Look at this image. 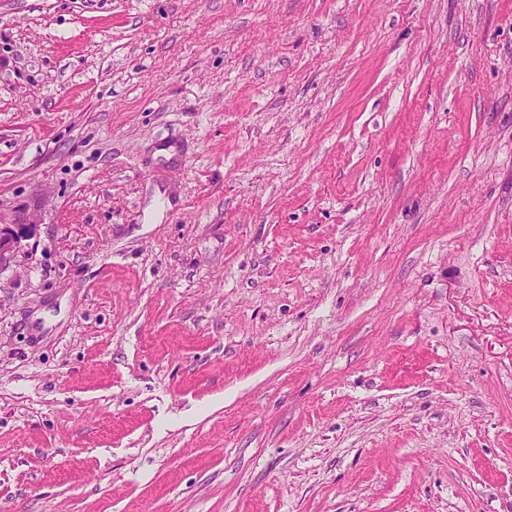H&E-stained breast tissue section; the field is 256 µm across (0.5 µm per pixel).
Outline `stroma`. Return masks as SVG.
<instances>
[{
	"instance_id": "35a3bbf8",
	"label": "stroma",
	"mask_w": 512,
	"mask_h": 512,
	"mask_svg": "<svg viewBox=\"0 0 512 512\" xmlns=\"http://www.w3.org/2000/svg\"><path fill=\"white\" fill-rule=\"evenodd\" d=\"M0 512H512V0H0ZM37 208L19 209L11 214L0 210V273L9 268L22 241L30 237L41 224Z\"/></svg>"
}]
</instances>
